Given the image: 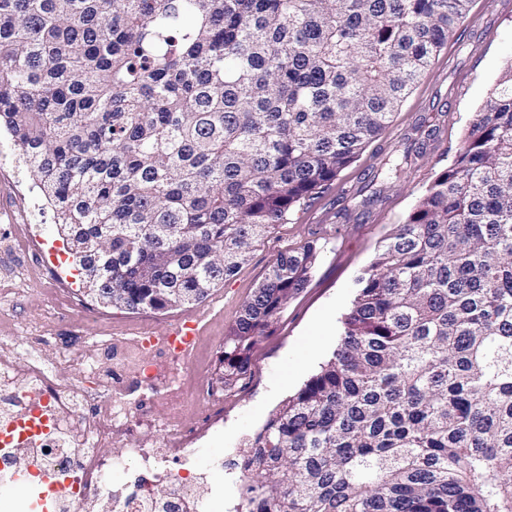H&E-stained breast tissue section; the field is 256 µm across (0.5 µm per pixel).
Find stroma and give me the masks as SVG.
Listing matches in <instances>:
<instances>
[{
    "mask_svg": "<svg viewBox=\"0 0 512 512\" xmlns=\"http://www.w3.org/2000/svg\"><path fill=\"white\" fill-rule=\"evenodd\" d=\"M512 64V0H471L455 34L416 84L388 127L359 158L318 194L256 243L248 262L201 303L164 311L131 312L97 303L79 289L52 208L45 205L0 133V339L24 354L29 337H42L39 356L66 379L83 378L64 362L57 335L87 336V355L108 367L97 343L106 336H166L180 323L201 318L198 362L204 378L224 393V422L201 440L203 458L227 457L257 432L271 412L328 361L342 320L357 292V279L393 224L411 210L429 183L452 162L473 113L486 105L504 69ZM406 159L400 180L384 181L388 160ZM32 225L25 244L21 225ZM318 241L321 253L304 290L293 297L271 332L253 347L247 373L224 386L219 355L242 304L262 283L278 254ZM81 304L83 314L57 321L55 296Z\"/></svg>",
    "mask_w": 512,
    "mask_h": 512,
    "instance_id": "obj_1",
    "label": "stroma"
}]
</instances>
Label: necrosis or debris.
<instances>
[{
	"label": "necrosis or debris",
	"instance_id": "1",
	"mask_svg": "<svg viewBox=\"0 0 512 512\" xmlns=\"http://www.w3.org/2000/svg\"><path fill=\"white\" fill-rule=\"evenodd\" d=\"M38 345L31 338L22 357L0 347V480L39 488L37 496L20 500L18 512H207L209 475L196 464V435L175 404L188 396L213 408L224 397L203 378L189 377L192 347L175 336H117L105 346L113 368L103 372L77 341H63V359L83 366L95 382L90 388L49 371ZM148 350L154 354L149 361L143 358ZM131 385L173 406L157 447H145L139 437L152 411L131 405L124 394ZM96 390L110 394V401L78 423ZM115 443L121 454L103 457L101 448ZM113 471L125 472L126 481L111 482Z\"/></svg>",
	"mask_w": 512,
	"mask_h": 512
}]
</instances>
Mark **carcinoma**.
<instances>
[{
	"mask_svg": "<svg viewBox=\"0 0 512 512\" xmlns=\"http://www.w3.org/2000/svg\"><path fill=\"white\" fill-rule=\"evenodd\" d=\"M470 2L0 0V127L84 293L193 305L386 128ZM319 255L276 258L224 385ZM358 284L244 450V512H512V66Z\"/></svg>",
	"mask_w": 512,
	"mask_h": 512,
	"instance_id": "cac0c4a2",
	"label": "carcinoma"
}]
</instances>
